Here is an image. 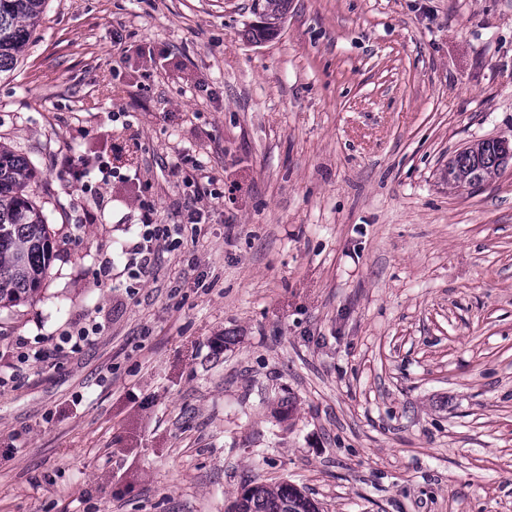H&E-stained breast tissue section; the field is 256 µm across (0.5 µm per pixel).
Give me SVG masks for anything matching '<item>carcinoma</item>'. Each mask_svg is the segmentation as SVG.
Instances as JSON below:
<instances>
[{
	"label": "carcinoma",
	"instance_id": "cac0c4a2",
	"mask_svg": "<svg viewBox=\"0 0 512 512\" xmlns=\"http://www.w3.org/2000/svg\"><path fill=\"white\" fill-rule=\"evenodd\" d=\"M45 0H0V76L10 73L38 24ZM288 0H262V25L249 30L254 41L278 35ZM497 139L471 144L448 161L441 179L448 188L464 187L476 177L485 181L508 165ZM34 174L24 155L0 145V308L13 307L39 290L53 245L43 209L29 198ZM230 512H320L306 491L292 484L248 483Z\"/></svg>",
	"mask_w": 512,
	"mask_h": 512
}]
</instances>
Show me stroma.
<instances>
[{
	"instance_id": "stroma-1",
	"label": "stroma",
	"mask_w": 512,
	"mask_h": 512,
	"mask_svg": "<svg viewBox=\"0 0 512 512\" xmlns=\"http://www.w3.org/2000/svg\"><path fill=\"white\" fill-rule=\"evenodd\" d=\"M259 21L45 0L0 80L53 242L0 309V441L24 440L0 512H227L251 480L321 512H512V165L440 182L512 141V0H288L257 43ZM146 201L179 231L134 282ZM90 316L92 344L18 363ZM501 148L506 154L512 155V145L506 140L501 141V146L498 139L471 144L448 161L441 175L443 183L455 189L465 187L476 177L487 180L512 160L503 159Z\"/></svg>"
}]
</instances>
